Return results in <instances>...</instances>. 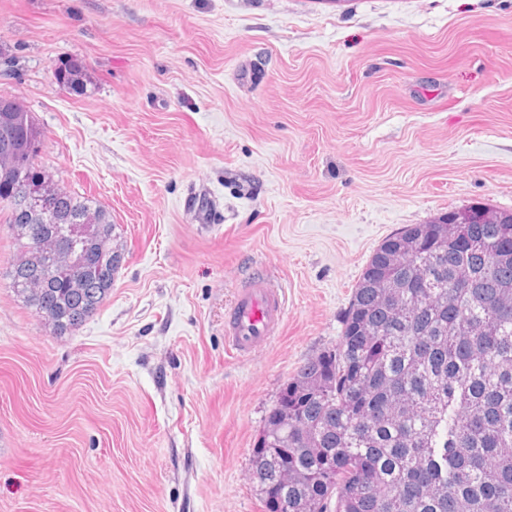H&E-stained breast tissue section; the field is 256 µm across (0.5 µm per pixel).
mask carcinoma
I'll list each match as a JSON object with an SVG mask.
<instances>
[{
	"mask_svg": "<svg viewBox=\"0 0 512 512\" xmlns=\"http://www.w3.org/2000/svg\"><path fill=\"white\" fill-rule=\"evenodd\" d=\"M88 67L57 79L77 92ZM44 133L0 97V199L26 182L53 193L50 215L8 209V287L51 332L75 331L112 291L123 255L93 198L39 167ZM463 224H411L374 251L336 346L309 358L265 415L250 478L266 512H512V211L483 204ZM92 232L91 260L34 266L50 245Z\"/></svg>",
	"mask_w": 512,
	"mask_h": 512,
	"instance_id": "carcinoma-1",
	"label": "carcinoma"
}]
</instances>
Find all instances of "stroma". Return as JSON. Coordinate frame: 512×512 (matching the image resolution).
Masks as SVG:
<instances>
[{"label": "stroma", "mask_w": 512, "mask_h": 512, "mask_svg": "<svg viewBox=\"0 0 512 512\" xmlns=\"http://www.w3.org/2000/svg\"><path fill=\"white\" fill-rule=\"evenodd\" d=\"M69 57L87 94L55 78ZM0 96L124 253L56 336L7 284L0 221V512H266L265 414L374 250L512 211V0H0ZM262 276L284 322L240 359L224 314Z\"/></svg>", "instance_id": "35a3bbf8"}]
</instances>
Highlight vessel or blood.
<instances>
[{"instance_id":"b4317fda","label":"vessel or blood","mask_w":512,"mask_h":512,"mask_svg":"<svg viewBox=\"0 0 512 512\" xmlns=\"http://www.w3.org/2000/svg\"><path fill=\"white\" fill-rule=\"evenodd\" d=\"M285 301L271 281L254 279L240 288L224 323V340L233 354L249 358L276 336L283 324Z\"/></svg>"}]
</instances>
